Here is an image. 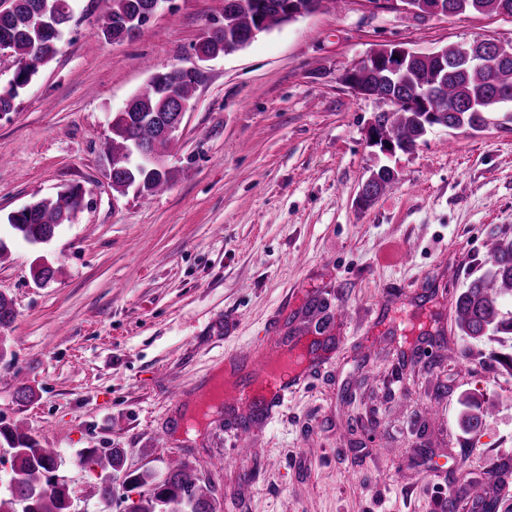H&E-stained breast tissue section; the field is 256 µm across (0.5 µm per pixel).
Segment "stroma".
Here are the masks:
<instances>
[{
  "label": "stroma",
  "mask_w": 512,
  "mask_h": 512,
  "mask_svg": "<svg viewBox=\"0 0 512 512\" xmlns=\"http://www.w3.org/2000/svg\"><path fill=\"white\" fill-rule=\"evenodd\" d=\"M111 5L74 0L59 54L0 112V294L15 311L0 327V426L61 453L70 512L129 508L100 502L97 470L76 460L90 448L125 449L130 472L178 458L212 483L218 512H443L458 478L512 494V474L493 469L512 459V372L452 310L512 237V123L437 127L390 156L368 142L385 103L340 80L385 45H512V17L347 0L260 32L202 64L170 185L143 197L112 188V120L150 72L191 66L224 0H173L107 42L97 21ZM382 165L397 181L359 205ZM73 186L82 206L50 241L12 230L11 213ZM45 264L55 274L36 283ZM314 295L330 302L339 352L249 422L245 479L228 460L238 414L193 429L183 415L226 351L315 329ZM469 403L489 411L480 430L461 424Z\"/></svg>",
  "instance_id": "35a3bbf8"
}]
</instances>
